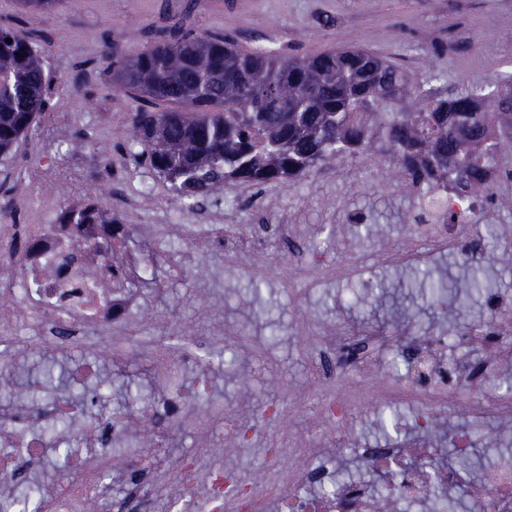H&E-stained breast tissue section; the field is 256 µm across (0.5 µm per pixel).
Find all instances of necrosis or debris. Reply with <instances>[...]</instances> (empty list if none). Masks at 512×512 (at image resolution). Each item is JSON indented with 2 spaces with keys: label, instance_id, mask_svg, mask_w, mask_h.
<instances>
[{
  "label": "necrosis or debris",
  "instance_id": "obj_1",
  "mask_svg": "<svg viewBox=\"0 0 512 512\" xmlns=\"http://www.w3.org/2000/svg\"><path fill=\"white\" fill-rule=\"evenodd\" d=\"M446 204L462 214L461 222L438 225L425 246L386 251L382 263L418 264L439 253H461L470 245L477 227L464 218L475 212L476 202L451 197ZM111 236L112 229L105 224H86L74 234L60 224H34L31 248L19 251L13 225L0 224V269H20L23 279L19 285L0 282L1 352L19 359L39 342L64 357L80 347L111 345L113 328L127 327L132 306L128 275L115 277L106 270L113 259L103 246ZM488 304L496 316L494 330L478 325L465 333L467 343L480 348L477 367L465 357L441 358L434 337L393 335L381 328L341 323L326 330L307 348L306 356L313 385L328 394L319 415L330 438L322 440L314 432L293 438L284 427L270 431L277 450L258 481L242 479L231 467L214 461L207 441L175 461L158 450L131 462L116 459L112 447L125 440L126 414L103 417L67 395L37 401L19 398L0 407V512H111L116 470L129 476V499L151 507L164 482L176 488L179 502H204L206 512H377L376 482L385 473L392 477L389 497L396 505L410 503L423 512H436L431 489L445 495L464 485L471 512H512L511 460L486 467L482 478L471 482L456 466H425V459L438 453L434 438L410 437L378 448L352 445L346 434L349 420L369 400L353 378L363 372L374 351L388 345L398 346L408 359L409 374L381 386L386 403L422 402L437 413L457 404L471 419L493 418L512 427L511 393L470 395L477 372L489 375L503 363H512V295H491ZM212 342L204 336L155 354L159 387L145 401L141 416L151 425L156 443H163L208 390L203 374L205 351ZM61 421L76 426L75 447L59 449L49 437V430ZM349 452L358 458L361 470L342 479L338 462ZM48 465L65 468L68 479H44ZM20 470L26 481L19 491L13 480Z\"/></svg>",
  "mask_w": 512,
  "mask_h": 512
}]
</instances>
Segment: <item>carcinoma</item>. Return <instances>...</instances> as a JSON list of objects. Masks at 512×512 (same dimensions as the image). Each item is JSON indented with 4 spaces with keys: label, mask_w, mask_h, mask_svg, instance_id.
Instances as JSON below:
<instances>
[{
    "label": "carcinoma",
    "mask_w": 512,
    "mask_h": 512,
    "mask_svg": "<svg viewBox=\"0 0 512 512\" xmlns=\"http://www.w3.org/2000/svg\"><path fill=\"white\" fill-rule=\"evenodd\" d=\"M112 84L140 101L131 144L183 199L210 197L226 182L288 184L320 163L368 151L397 159L418 204L440 186L460 196L492 193L499 131L512 123V77L384 117L402 101L407 79L362 49L307 57L243 52L219 35L161 33L133 54L107 44ZM50 74L40 50L17 26L0 27V156L48 112ZM58 223L117 224L96 205L67 208ZM491 285L470 268L460 301Z\"/></svg>",
    "instance_id": "obj_1"
}]
</instances>
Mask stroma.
<instances>
[{
  "label": "stroma",
  "mask_w": 512,
  "mask_h": 512,
  "mask_svg": "<svg viewBox=\"0 0 512 512\" xmlns=\"http://www.w3.org/2000/svg\"><path fill=\"white\" fill-rule=\"evenodd\" d=\"M16 22L42 47L57 86L49 118L0 159V221L52 223L65 208L96 195L124 216L128 236L121 251L144 269L129 316L140 337L138 352L119 367L97 349L71 355L75 362L99 364L97 413L116 410L135 419V438L120 445V453L153 450L149 426L137 411L157 385L153 356L160 337L221 330L223 341L210 347L209 393L196 413L221 407L238 419L237 448L225 459L243 477L256 478L266 464L256 444L255 429L265 424L261 410L280 411L283 424L300 435L318 415L322 393L311 384L305 349L324 328L367 323L426 337L444 325L461 331L474 319L494 326L486 300L470 308L435 303L410 287L414 268L382 264L385 251L407 248L417 235L414 195L393 178L396 164L389 157L357 155L288 185L228 183L185 207L128 154L138 103L114 90L112 66L101 50L110 43L134 52L179 22L197 35L231 37L243 50L315 55L364 49L396 64L410 85L450 95L512 74V0H80L76 6L61 0L50 14L0 0V25ZM378 167L388 175L385 183L373 180ZM210 224L223 225V239L206 238ZM185 251L193 256V269L156 293L154 281L167 278L169 261ZM353 256L371 277L365 287L308 276L312 267H342ZM474 259L492 276L495 291H512V256L484 237L472 256L440 257L425 268L444 275L449 264L461 269ZM48 369L54 375L49 382ZM407 371L393 346L356 376L371 399L350 423L355 441L390 445L408 425L432 420L443 439L468 433L467 455L452 448L445 461H473L472 477H480L487 461L512 456V433L496 421L475 422L454 408L436 419L424 405L382 404L377 386ZM18 390L34 399L86 392L39 345L22 359L0 361V404L11 403Z\"/></svg>",
  "instance_id": "stroma-1"
}]
</instances>
